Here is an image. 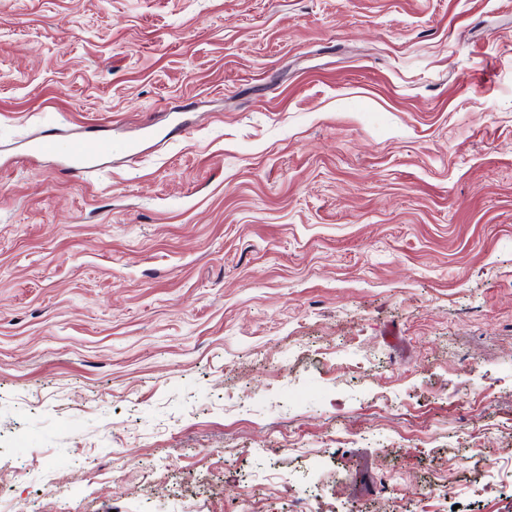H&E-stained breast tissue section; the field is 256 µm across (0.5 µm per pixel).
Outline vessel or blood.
<instances>
[{
  "mask_svg": "<svg viewBox=\"0 0 512 512\" xmlns=\"http://www.w3.org/2000/svg\"><path fill=\"white\" fill-rule=\"evenodd\" d=\"M137 148V141L120 142L109 136L99 137L91 144L80 138H72L63 146L54 138L44 136L28 141L25 150L42 157L59 158L74 172L84 173L88 171L90 162H105L117 155L132 157L136 155Z\"/></svg>",
  "mask_w": 512,
  "mask_h": 512,
  "instance_id": "obj_1",
  "label": "vessel or blood"
}]
</instances>
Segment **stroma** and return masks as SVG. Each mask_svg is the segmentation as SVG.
I'll return each instance as SVG.
<instances>
[{
    "label": "stroma",
    "mask_w": 512,
    "mask_h": 512,
    "mask_svg": "<svg viewBox=\"0 0 512 512\" xmlns=\"http://www.w3.org/2000/svg\"><path fill=\"white\" fill-rule=\"evenodd\" d=\"M305 500L512 512V0H0V512ZM139 143L135 140L119 142L109 136H100L92 144L80 138H71L66 146L61 148L59 143L49 136L28 141L25 152L42 157H58L71 168L74 173H85L91 166L89 161L105 162L117 155L132 157L137 151Z\"/></svg>",
    "instance_id": "35a3bbf8"
}]
</instances>
